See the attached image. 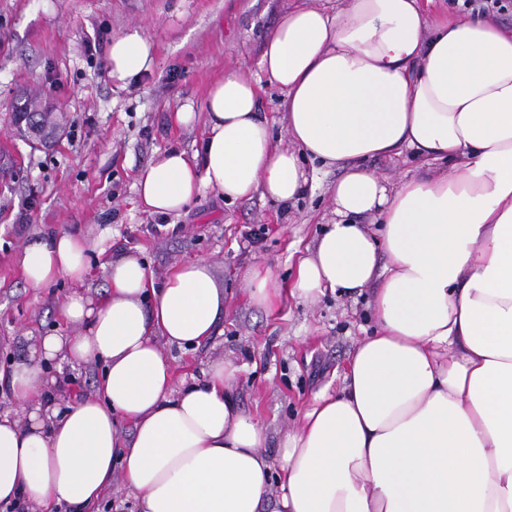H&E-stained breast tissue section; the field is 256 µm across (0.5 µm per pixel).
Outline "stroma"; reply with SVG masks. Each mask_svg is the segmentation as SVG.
<instances>
[{
    "instance_id": "obj_1",
    "label": "stroma",
    "mask_w": 512,
    "mask_h": 512,
    "mask_svg": "<svg viewBox=\"0 0 512 512\" xmlns=\"http://www.w3.org/2000/svg\"><path fill=\"white\" fill-rule=\"evenodd\" d=\"M298 4L333 10L337 0H0L1 368L25 357L37 337L63 332L59 309L75 287L62 277L28 288L19 252L39 233L78 231L98 244L82 286L95 299L101 266L115 254L136 253L159 281L183 262H210L225 295L217 335L192 350H162L180 381L224 357L242 364L234 390L267 425L272 460L305 406L340 388L351 352L373 326L365 301L329 295L268 311L247 293L253 270L270 271L280 288L294 277L298 254L333 217L338 170L305 161L313 181L285 206L258 195L229 204L209 191L173 218L143 212L133 187L136 171L163 150H199L202 124L177 126L173 112L200 109L225 68L257 70L265 36ZM134 28L152 42L151 66L113 80L110 40ZM28 96L45 102L58 125L38 148L13 120L14 103ZM47 372L66 402L93 394L102 367L51 364Z\"/></svg>"
}]
</instances>
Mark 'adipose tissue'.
<instances>
[{"label":"adipose tissue","mask_w":512,"mask_h":512,"mask_svg":"<svg viewBox=\"0 0 512 512\" xmlns=\"http://www.w3.org/2000/svg\"><path fill=\"white\" fill-rule=\"evenodd\" d=\"M430 2L288 10L258 72L225 69L201 112L174 113L180 126L202 122L200 156L167 149L135 177L143 211L177 216L207 191L293 202L306 158L342 169L335 220L288 288L307 303L368 295L375 329L340 391L316 396L272 461L266 425L232 394L240 365L218 360L179 385L159 347L213 336L224 293L210 264L158 283L137 255L117 256L102 266L101 298L76 290L61 305L73 333L40 337L0 370L19 406L0 414V504L90 512L119 480L137 512H512V28ZM151 53L140 30L114 37L110 76H138ZM267 84L282 93L285 147L261 114ZM407 150L446 171L390 184L369 166ZM365 215L376 228L359 224ZM92 247L46 233L17 264L31 288L80 284ZM95 361L93 396L46 399L44 364Z\"/></svg>","instance_id":"ef3b65f1"}]
</instances>
